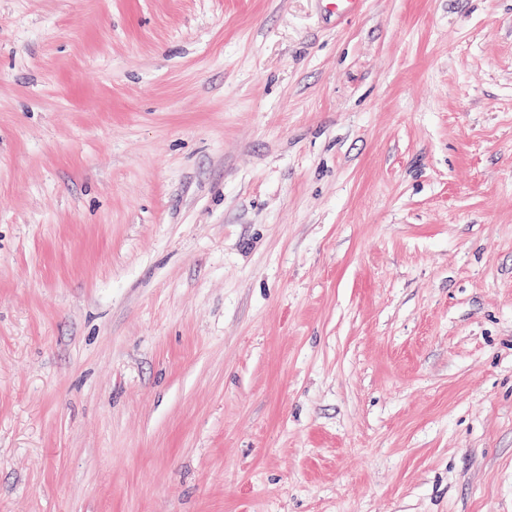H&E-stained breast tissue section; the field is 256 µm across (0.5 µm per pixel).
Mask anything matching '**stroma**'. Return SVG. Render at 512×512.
Masks as SVG:
<instances>
[{
  "instance_id": "stroma-1",
  "label": "stroma",
  "mask_w": 512,
  "mask_h": 512,
  "mask_svg": "<svg viewBox=\"0 0 512 512\" xmlns=\"http://www.w3.org/2000/svg\"><path fill=\"white\" fill-rule=\"evenodd\" d=\"M0 512H512V0H0Z\"/></svg>"
}]
</instances>
